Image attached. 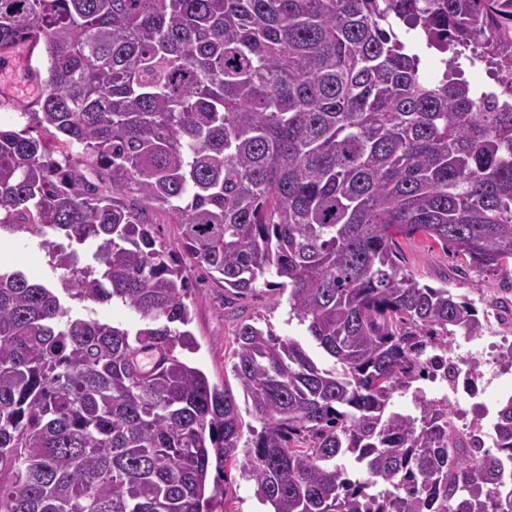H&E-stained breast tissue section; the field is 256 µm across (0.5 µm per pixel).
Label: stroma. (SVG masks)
Returning <instances> with one entry per match:
<instances>
[{
	"label": "stroma",
	"mask_w": 512,
	"mask_h": 512,
	"mask_svg": "<svg viewBox=\"0 0 512 512\" xmlns=\"http://www.w3.org/2000/svg\"><path fill=\"white\" fill-rule=\"evenodd\" d=\"M13 55L11 69L0 72V84L12 87L11 95H0V122L5 124L17 122V114L23 111L29 96L27 70L40 63L39 58L27 57L20 48ZM399 245L403 265L420 283L436 286L444 280L457 293L475 300L482 335H494L501 325L512 327V280L503 273L462 275L456 270V259L445 255L436 243L424 237L403 238ZM0 264L35 272L47 285L58 284L36 239L0 236ZM184 276L189 285L187 302L193 317L190 329L198 342L187 359L201 368L211 383L235 387L230 372L233 338L240 321L252 317L266 319L277 335L297 340L319 366L333 368L332 359L316 345L305 326L290 318L286 295L266 279H259L254 292L236 297L211 282L197 265L185 263Z\"/></svg>",
	"instance_id": "35a3bbf8"
}]
</instances>
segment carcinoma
<instances>
[{
    "instance_id": "obj_1",
    "label": "carcinoma",
    "mask_w": 512,
    "mask_h": 512,
    "mask_svg": "<svg viewBox=\"0 0 512 512\" xmlns=\"http://www.w3.org/2000/svg\"><path fill=\"white\" fill-rule=\"evenodd\" d=\"M398 21L512 68V0H0V48L45 66L25 124L0 126V233L38 239L69 300L144 321L75 317L0 267V512H230L209 467L238 463L242 419L183 357L186 260L241 297L275 273L336 364L237 326L260 423L242 469L273 512H512V398L494 453L446 405L391 409L428 353L481 330L396 237L512 271V98L476 97L452 63L423 77ZM150 212L151 222L156 233L155 236L158 237L159 241L176 243L180 235V229L177 224H172L173 221L169 214L158 209ZM65 304L71 307V314L74 316L97 319L102 322L113 323L114 325H122L133 331L142 325L139 316L133 310L116 302H113V304L89 305L88 308H84L68 300Z\"/></svg>"
}]
</instances>
